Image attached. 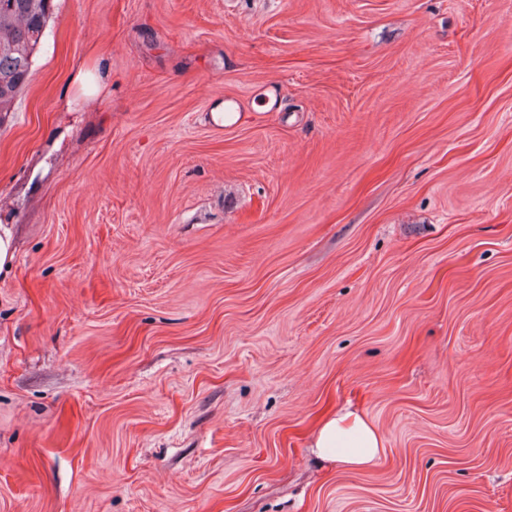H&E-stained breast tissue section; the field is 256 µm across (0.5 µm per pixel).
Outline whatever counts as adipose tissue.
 Returning <instances> with one entry per match:
<instances>
[{
	"label": "adipose tissue",
	"instance_id": "ef3b65f1",
	"mask_svg": "<svg viewBox=\"0 0 512 512\" xmlns=\"http://www.w3.org/2000/svg\"><path fill=\"white\" fill-rule=\"evenodd\" d=\"M311 449L322 461L362 469L383 454L385 440L365 414L345 407L318 422L312 435Z\"/></svg>",
	"mask_w": 512,
	"mask_h": 512
}]
</instances>
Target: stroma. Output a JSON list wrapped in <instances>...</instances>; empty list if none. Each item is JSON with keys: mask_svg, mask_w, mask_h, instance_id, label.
<instances>
[{"mask_svg": "<svg viewBox=\"0 0 512 512\" xmlns=\"http://www.w3.org/2000/svg\"><path fill=\"white\" fill-rule=\"evenodd\" d=\"M0 224V512H512V0H54ZM311 449L323 462L362 469L384 453L385 440L365 414L345 407L318 422L312 435Z\"/></svg>", "mask_w": 512, "mask_h": 512, "instance_id": "obj_1", "label": "stroma"}]
</instances>
